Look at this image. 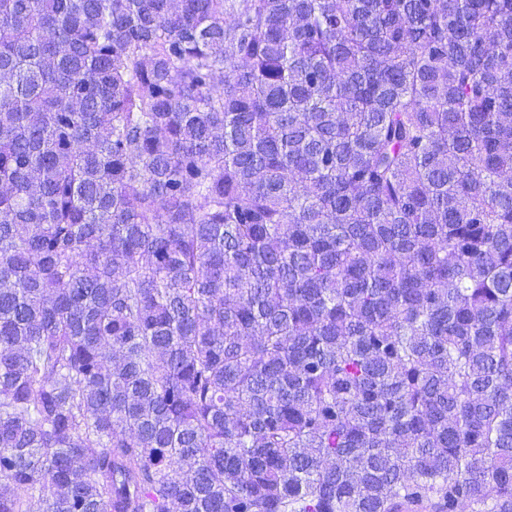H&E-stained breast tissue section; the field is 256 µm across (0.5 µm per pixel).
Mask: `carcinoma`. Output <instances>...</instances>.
Wrapping results in <instances>:
<instances>
[{
    "mask_svg": "<svg viewBox=\"0 0 512 512\" xmlns=\"http://www.w3.org/2000/svg\"><path fill=\"white\" fill-rule=\"evenodd\" d=\"M0 512H512V0H0Z\"/></svg>",
    "mask_w": 512,
    "mask_h": 512,
    "instance_id": "cac0c4a2",
    "label": "carcinoma"
}]
</instances>
